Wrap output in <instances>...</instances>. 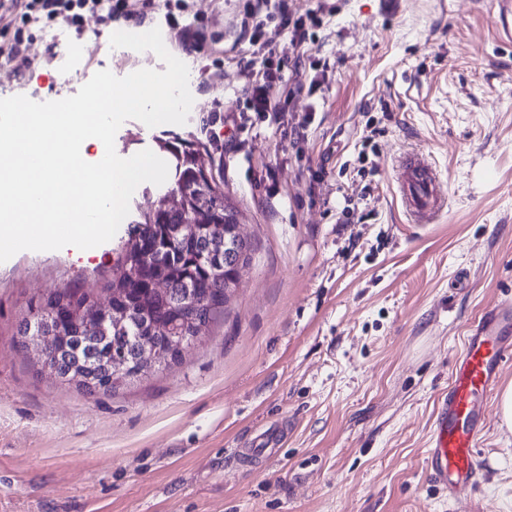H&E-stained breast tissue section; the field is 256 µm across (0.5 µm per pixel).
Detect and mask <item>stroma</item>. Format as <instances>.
<instances>
[{
  "label": "stroma",
  "instance_id": "1",
  "mask_svg": "<svg viewBox=\"0 0 512 512\" xmlns=\"http://www.w3.org/2000/svg\"><path fill=\"white\" fill-rule=\"evenodd\" d=\"M330 4L304 44L280 39L286 110L253 124L243 0H185L176 17L206 35L201 54L178 49L161 11L26 28L33 64L0 76V98L55 101L100 70L165 71L109 42L160 28L189 69L188 121H125L115 149L164 159L172 137L205 145L252 251L223 318L182 360L94 396L39 371L16 327L57 289L108 301L126 227L0 263V512H512L498 396L468 498L450 501L426 463L473 321L512 301V43L496 0ZM416 154L447 195L430 224L401 202ZM270 427L284 434L274 459H235Z\"/></svg>",
  "mask_w": 512,
  "mask_h": 512
}]
</instances>
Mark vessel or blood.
<instances>
[{"label":"vessel or blood","instance_id":"b4317fda","mask_svg":"<svg viewBox=\"0 0 512 512\" xmlns=\"http://www.w3.org/2000/svg\"><path fill=\"white\" fill-rule=\"evenodd\" d=\"M405 209L417 223L428 221L443 205L437 173L425 159L406 168L400 186ZM512 304L480 317L458 355L448 392L438 404L427 460L434 479L450 499L470 494L478 470L475 448L482 435L488 398L503 364L512 359Z\"/></svg>","mask_w":512,"mask_h":512}]
</instances>
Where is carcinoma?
Returning <instances> with one entry per match:
<instances>
[{"label": "carcinoma", "mask_w": 512, "mask_h": 512, "mask_svg": "<svg viewBox=\"0 0 512 512\" xmlns=\"http://www.w3.org/2000/svg\"><path fill=\"white\" fill-rule=\"evenodd\" d=\"M163 148L174 158L170 191L184 192L187 212L171 215L157 206L140 213L130 239L140 240L142 250H124L112 281L121 289L112 295V305L126 312L125 318L91 324L72 315L65 326L71 340L51 353V360L65 367L96 373L104 393L121 386L108 383L109 364L135 359L140 337L175 329L186 336L199 324L217 321L224 314V282L249 258L246 241L224 246V230L238 224V211L198 164L206 147L166 142ZM157 279L168 282L169 291L155 293L151 285Z\"/></svg>", "instance_id": "carcinoma-1"}]
</instances>
